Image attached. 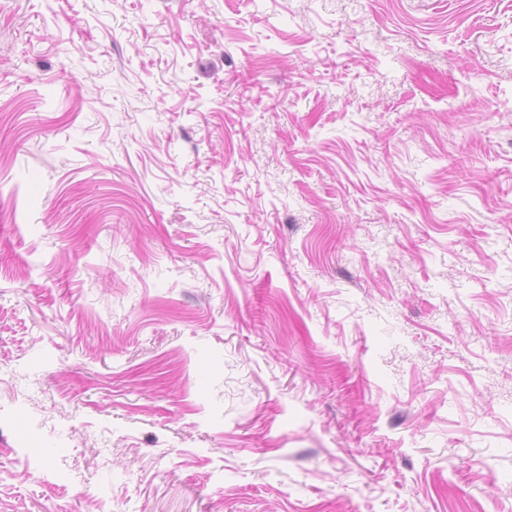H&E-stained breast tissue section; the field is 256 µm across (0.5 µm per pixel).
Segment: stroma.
<instances>
[{
	"mask_svg": "<svg viewBox=\"0 0 512 512\" xmlns=\"http://www.w3.org/2000/svg\"><path fill=\"white\" fill-rule=\"evenodd\" d=\"M0 512H512V0H0Z\"/></svg>",
	"mask_w": 512,
	"mask_h": 512,
	"instance_id": "stroma-1",
	"label": "stroma"
}]
</instances>
